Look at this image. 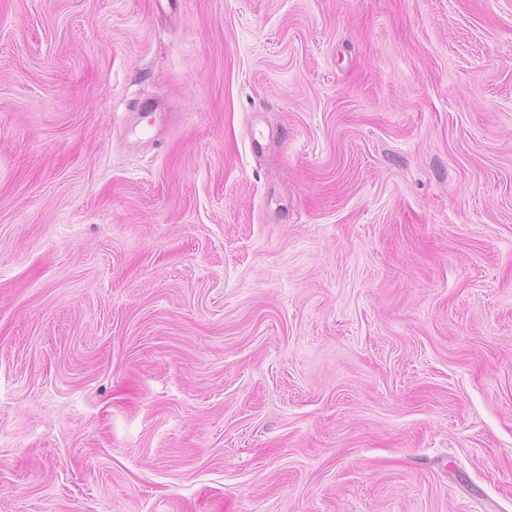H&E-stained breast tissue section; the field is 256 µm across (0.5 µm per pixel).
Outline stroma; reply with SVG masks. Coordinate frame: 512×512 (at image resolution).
I'll return each mask as SVG.
<instances>
[{
    "instance_id": "35a3bbf8",
    "label": "stroma",
    "mask_w": 512,
    "mask_h": 512,
    "mask_svg": "<svg viewBox=\"0 0 512 512\" xmlns=\"http://www.w3.org/2000/svg\"><path fill=\"white\" fill-rule=\"evenodd\" d=\"M0 512H512V0H0Z\"/></svg>"
}]
</instances>
